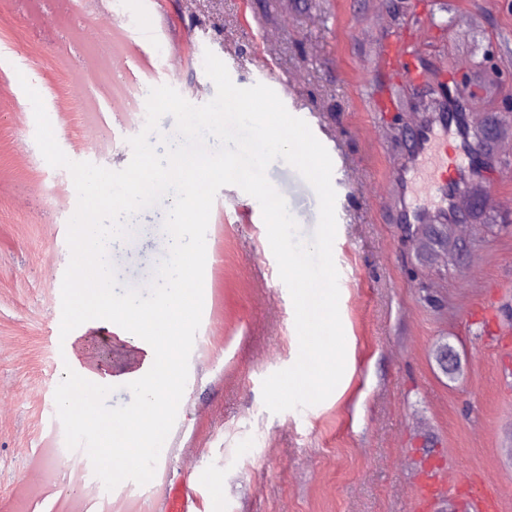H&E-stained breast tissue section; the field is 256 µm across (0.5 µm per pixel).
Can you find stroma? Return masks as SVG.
Wrapping results in <instances>:
<instances>
[{"label": "stroma", "mask_w": 512, "mask_h": 512, "mask_svg": "<svg viewBox=\"0 0 512 512\" xmlns=\"http://www.w3.org/2000/svg\"><path fill=\"white\" fill-rule=\"evenodd\" d=\"M86 0L80 16L31 31L28 8L0 0L14 26L0 30V70L33 75L55 139L72 160L119 171L128 140L145 126L150 88L169 85L195 105L215 85L204 53L226 65L232 82L259 81L251 60L271 59L292 77L287 110L305 120L328 150L335 172L340 317L345 372L322 403L268 411L262 381L291 366L299 345L294 306L269 246L262 212L234 185L215 198L206 232L204 303L189 376L165 454L150 460L152 488L112 484L111 512H157L173 488L168 475L188 462L221 477L201 512H420L415 459L444 464L467 480L465 494L512 488V357L486 345L488 321L512 322V211L480 223L471 251L448 266L399 222L393 180L407 149L387 136L416 106L399 90L392 111L376 112L374 40L415 28L424 77L418 89L447 102L444 76L465 67L477 115L512 110V0ZM112 12V39L89 44L86 15ZM152 41H144L143 31ZM182 40L185 54L164 74L162 48ZM93 84L71 111L66 72ZM111 70L112 81L94 78ZM101 151L86 157L87 130ZM349 171L351 179L340 176ZM301 239L319 221L312 186L281 159L267 168ZM70 172L49 165L35 141L30 101L17 81H0V512H102L95 489L74 474L46 480L38 456L53 433L76 438L57 399L65 365L48 341L59 327L63 275L70 261ZM171 198L135 214L134 235L115 242L106 273L120 304H148L146 289L169 250L163 231ZM449 344L462 368L448 378L435 350ZM112 388L102 411L139 401L124 382L142 352L113 338Z\"/></svg>", "instance_id": "35a3bbf8"}]
</instances>
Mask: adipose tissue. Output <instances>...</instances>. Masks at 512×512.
I'll return each instance as SVG.
<instances>
[{"label":"adipose tissue","mask_w":512,"mask_h":512,"mask_svg":"<svg viewBox=\"0 0 512 512\" xmlns=\"http://www.w3.org/2000/svg\"><path fill=\"white\" fill-rule=\"evenodd\" d=\"M79 230L78 245L83 252L91 255L96 264L92 278L77 277L74 286L96 305L113 303L112 288L105 278L111 239L97 224L95 216L77 214L73 221ZM185 255L181 244H174L172 265L174 275L167 282L151 283V290L157 291L158 299L144 306H125L120 308L118 316H105L98 320V328L118 335L128 332L125 320L139 323L135 342L150 360L152 372L141 370L126 374V382L136 385L140 392L139 410L149 411L153 415L151 424L133 430L117 429L108 426L102 414L95 409L99 397L112 385V372L107 368H84L81 374L67 377L66 403H78L83 407L81 426L89 436V454L99 463L103 477L112 475V450L123 446L133 449L143 458H150L163 445L161 434L164 429V416L179 399L181 388L171 379L168 371L158 369L159 353L151 335L161 317L174 314L181 303L190 297L191 292L183 282L179 267Z\"/></svg>","instance_id":"ef3b65f1"}]
</instances>
